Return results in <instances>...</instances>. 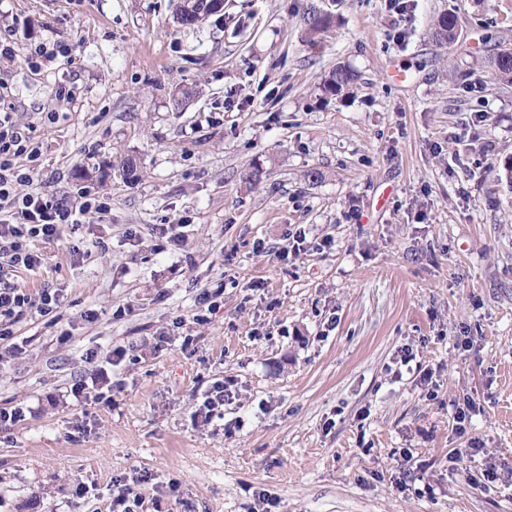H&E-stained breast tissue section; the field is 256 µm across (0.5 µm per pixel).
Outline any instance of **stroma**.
Wrapping results in <instances>:
<instances>
[{"label":"stroma","instance_id":"stroma-1","mask_svg":"<svg viewBox=\"0 0 512 512\" xmlns=\"http://www.w3.org/2000/svg\"><path fill=\"white\" fill-rule=\"evenodd\" d=\"M313 3L336 16L314 45ZM0 37V109L39 147L36 184L109 203L63 226L38 276L8 274L62 303L0 341V409L24 412L0 425V512H112L137 474L143 512H512V87L485 67L512 0H224L192 27L173 0H0ZM56 42L69 53L30 62ZM339 63L358 79L336 96ZM299 228L304 251L275 262ZM116 346L111 403L57 405ZM222 378L235 396L200 423ZM473 443L475 467L451 468ZM459 36L458 16L453 11L443 13L437 19L432 38L439 45H454ZM223 294L221 287L212 290L205 288L197 296L198 313L196 314L195 320L197 322H203L208 314H212L217 308L220 307L217 299Z\"/></svg>","mask_w":512,"mask_h":512}]
</instances>
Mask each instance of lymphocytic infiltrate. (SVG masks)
Wrapping results in <instances>:
<instances>
[{"label":"lymphocytic infiltrate","instance_id":"1","mask_svg":"<svg viewBox=\"0 0 512 512\" xmlns=\"http://www.w3.org/2000/svg\"><path fill=\"white\" fill-rule=\"evenodd\" d=\"M39 149L14 121L10 112H0V253L8 258L11 269L39 273L45 258L35 250V242L57 243L62 227L78 223L80 218H102L105 202L71 203L40 191L19 194L18 186L32 183V172L15 164L18 157L36 161ZM61 304L59 291L42 289L31 296L0 272V340L13 334L14 324L27 315L47 316L56 313Z\"/></svg>","mask_w":512,"mask_h":512}]
</instances>
